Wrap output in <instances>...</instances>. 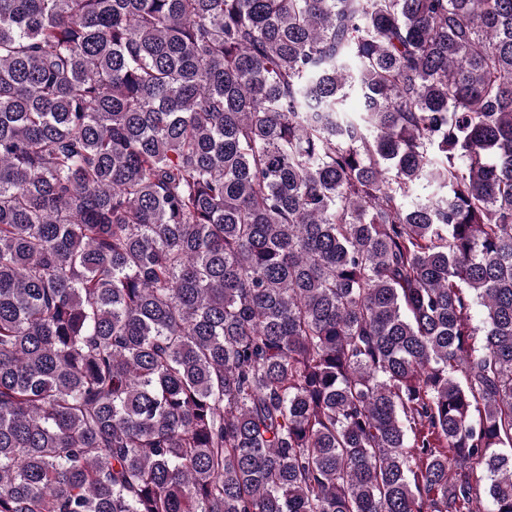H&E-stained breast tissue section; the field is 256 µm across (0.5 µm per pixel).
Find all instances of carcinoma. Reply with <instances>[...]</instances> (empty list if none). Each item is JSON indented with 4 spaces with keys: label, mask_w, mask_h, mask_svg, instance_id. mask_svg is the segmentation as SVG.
I'll list each match as a JSON object with an SVG mask.
<instances>
[{
    "label": "carcinoma",
    "mask_w": 512,
    "mask_h": 512,
    "mask_svg": "<svg viewBox=\"0 0 512 512\" xmlns=\"http://www.w3.org/2000/svg\"><path fill=\"white\" fill-rule=\"evenodd\" d=\"M506 448L512 0H0V512H512Z\"/></svg>",
    "instance_id": "carcinoma-1"
}]
</instances>
